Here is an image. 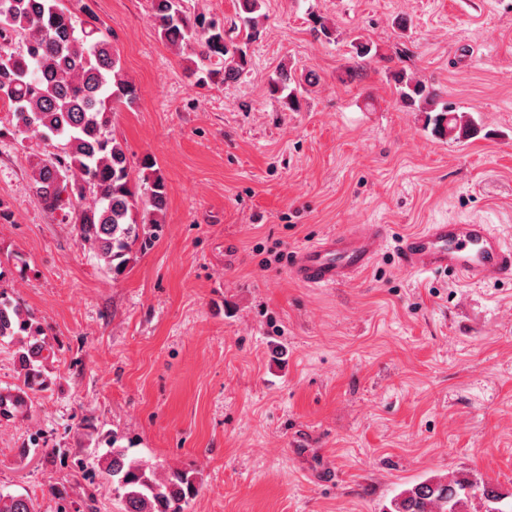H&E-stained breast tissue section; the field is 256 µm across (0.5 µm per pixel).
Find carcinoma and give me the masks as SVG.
<instances>
[{
	"mask_svg": "<svg viewBox=\"0 0 512 512\" xmlns=\"http://www.w3.org/2000/svg\"><path fill=\"white\" fill-rule=\"evenodd\" d=\"M236 2L230 24L241 39L234 42L224 24L187 15L180 0H150L161 40L177 48L197 47L190 75L198 85L213 84L221 75L240 76L248 64V45L264 34V0ZM395 81L400 100L425 114L434 135L462 144L480 134L471 113L441 101L432 87L404 71ZM312 85L283 67L269 81L291 111ZM137 98L118 50L92 15L80 20L57 7L56 0H0V102L11 114L8 125L0 126V139L59 140L56 151L37 154L31 162L33 195L45 211L58 212L73 225L79 243L115 276L156 241L158 215L167 205V186L152 159L134 168L111 130L118 105L130 106ZM6 339L19 342L16 358L24 386H47L46 363L53 350L44 328L1 289L0 342ZM26 398L21 389L0 392V418L13 417ZM117 442L115 436L109 441L101 465L123 512H184L198 493L196 478L178 469L160 475ZM476 493L484 499L485 512H512V505L504 504L507 494L465 475L428 478L400 492L387 512H466L469 496ZM0 512L37 510L28 494L0 490Z\"/></svg>",
	"mask_w": 512,
	"mask_h": 512,
	"instance_id": "obj_1",
	"label": "carcinoma"
}]
</instances>
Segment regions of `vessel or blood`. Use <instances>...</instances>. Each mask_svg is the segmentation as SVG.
Instances as JSON below:
<instances>
[{"mask_svg": "<svg viewBox=\"0 0 512 512\" xmlns=\"http://www.w3.org/2000/svg\"><path fill=\"white\" fill-rule=\"evenodd\" d=\"M388 235L384 224H359L295 251L291 276L309 288H336L368 270ZM398 264L414 274L449 272L471 285L512 278V243L487 224H428L396 242Z\"/></svg>", "mask_w": 512, "mask_h": 512, "instance_id": "1", "label": "vessel or blood"}]
</instances>
